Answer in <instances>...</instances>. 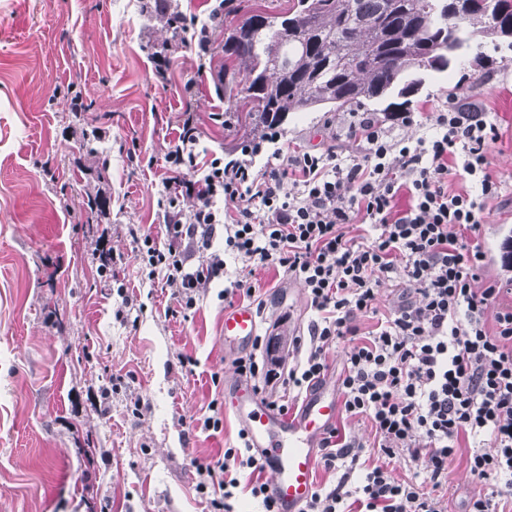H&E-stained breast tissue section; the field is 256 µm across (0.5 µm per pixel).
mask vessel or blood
<instances>
[{
  "label": "vessel or blood",
  "instance_id": "b4317fda",
  "mask_svg": "<svg viewBox=\"0 0 512 512\" xmlns=\"http://www.w3.org/2000/svg\"><path fill=\"white\" fill-rule=\"evenodd\" d=\"M258 330L259 317L252 305L238 304L225 310V348L252 346ZM224 399L264 467L268 495L276 501L280 512H300L313 491V468L320 441L339 412L335 395L317 390L294 417L273 412L243 380L226 384Z\"/></svg>",
  "mask_w": 512,
  "mask_h": 512
}]
</instances>
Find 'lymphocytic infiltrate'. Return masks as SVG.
Wrapping results in <instances>:
<instances>
[{"mask_svg":"<svg viewBox=\"0 0 512 512\" xmlns=\"http://www.w3.org/2000/svg\"><path fill=\"white\" fill-rule=\"evenodd\" d=\"M427 120L433 136L412 139L394 136L371 113H353L346 136L355 152L347 158L332 144L291 148L273 125L238 155L203 162L196 115L184 112L164 155L157 200L164 236L128 227L140 274L170 291L168 316H187L201 288L220 280L224 301L254 297V285L231 277V257L274 266L305 288L314 316L293 341L301 360L284 370L276 359L242 356L234 362L239 376L309 392L324 380L327 347L353 339L344 410L370 419L385 462L361 465L356 441L330 428L320 460L328 470L347 462L349 471L333 487H316L301 512H448L438 490L464 437L486 442L469 457L474 480L494 482L497 497L512 503V306H499L496 284L477 285L484 202L498 193L488 172L498 132L463 93ZM452 174L473 192H449ZM403 189L412 204L400 215ZM349 224L362 233L347 235ZM388 281L404 286L405 297L361 333L359 317L374 312ZM399 454L425 462L428 486L393 476L386 461ZM245 468L262 512H278L244 442L198 464L196 489L209 512H234L236 473Z\"/></svg>","mask_w":512,"mask_h":512,"instance_id":"lymphocytic-infiltrate-1","label":"lymphocytic infiltrate"}]
</instances>
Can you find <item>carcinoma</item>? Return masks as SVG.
<instances>
[{
  "label": "carcinoma",
  "instance_id": "carcinoma-1",
  "mask_svg": "<svg viewBox=\"0 0 512 512\" xmlns=\"http://www.w3.org/2000/svg\"><path fill=\"white\" fill-rule=\"evenodd\" d=\"M217 26L228 80L215 94L240 96L249 110L238 125L257 135L290 112L407 105L422 74L449 70L470 42L512 49V0H292L280 17L260 12ZM83 206L103 214L107 199L89 191Z\"/></svg>",
  "mask_w": 512,
  "mask_h": 512
}]
</instances>
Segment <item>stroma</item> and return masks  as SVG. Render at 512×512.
I'll use <instances>...</instances> for the list:
<instances>
[{"instance_id": "obj_1", "label": "stroma", "mask_w": 512, "mask_h": 512, "mask_svg": "<svg viewBox=\"0 0 512 512\" xmlns=\"http://www.w3.org/2000/svg\"><path fill=\"white\" fill-rule=\"evenodd\" d=\"M154 0H0V512H206L195 490L197 462L215 460L238 442L224 414L219 432L201 430L214 387L235 378V352L218 334L221 283L202 292L189 318H172L167 290L141 280L132 224L158 225L156 199L164 155L185 109L200 118L202 144L232 155L247 133L236 123L237 97H220L223 53L197 75L189 48L172 53L166 81L155 54L171 33L156 20ZM485 57L474 75L476 54ZM452 75L430 74L409 111L448 103L465 81L471 101L499 133L489 153L498 197L483 212L497 240L482 282L504 287L512 305V49L470 45ZM86 109H72V98ZM223 113V123L211 113ZM346 111L296 112L282 124L292 146L320 147L342 136ZM101 138L87 148L84 129ZM106 180H99L100 168ZM109 198L104 215L87 218V190ZM124 255L119 278L132 299L96 287L93 256L100 233ZM264 302L260 333L280 341L289 364L293 337L307 333L312 312L300 284L271 266H255ZM123 318H116L117 309ZM194 359L181 367L180 356ZM124 385L109 400L110 378ZM473 441H462L448 466V510L463 512L488 493L468 470Z\"/></svg>"}]
</instances>
